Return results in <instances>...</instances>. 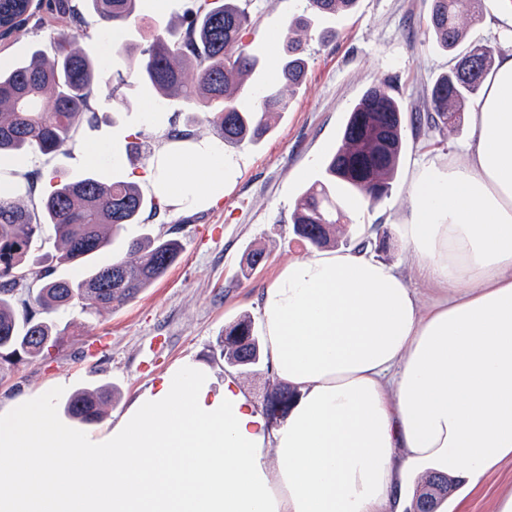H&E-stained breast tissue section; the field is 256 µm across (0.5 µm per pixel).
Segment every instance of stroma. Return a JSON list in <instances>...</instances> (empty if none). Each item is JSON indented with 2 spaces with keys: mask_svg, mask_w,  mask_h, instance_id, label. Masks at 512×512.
<instances>
[{
  "mask_svg": "<svg viewBox=\"0 0 512 512\" xmlns=\"http://www.w3.org/2000/svg\"><path fill=\"white\" fill-rule=\"evenodd\" d=\"M181 0H167L163 9H143L140 17L121 27L102 29L89 21L81 41L108 80L125 78L126 101L98 113L93 125L83 127L76 148L68 153H31L29 173L39 180L26 202L34 203L50 177L73 179L95 172L105 179L136 180L145 196L153 191L144 174L161 146L163 127L147 124L144 113L172 115L176 105L161 106L154 90L130 75L122 43L148 44L155 29L167 25L180 10ZM308 0H252L255 24L242 38L257 59L248 83L259 88L270 83L273 65L282 47L271 35L284 32L289 19L304 13ZM429 0H359L349 14L317 18L314 31L333 30L328 43L310 40L305 83L288 103L271 133L260 143L225 146L238 163L221 202L201 211L146 216L144 224L126 225L99 257L109 263L126 257L128 243L144 228L165 231L177 227L184 249L177 263L133 301L82 319L80 335L65 337L33 360L0 364V408L19 397L51 395L58 421L68 422L66 401L80 389L110 385L118 397L106 406L96 432L111 429L134 398L181 362L208 366L216 378L230 374L255 403L274 382L266 367L242 372L225 363L217 342L225 327L241 317L258 319V298L290 261L311 254V246L293 233L298 197L316 180L338 147L354 104L371 85L390 81L396 94L416 109L424 107V93L447 69L449 55L426 28ZM512 7L505 0H482L479 20L471 26L467 43L491 42L504 48L512 43L506 22ZM58 21L46 8L16 31L0 36V66L29 58L35 50L53 53V30ZM472 135L469 117L451 128L427 130L406 123V149L387 196L350 212V223L339 246L348 248L376 229L374 257L396 265L421 304L434 295L408 260L400 226L408 207L413 175L439 158L451 157ZM111 145L119 159L91 166L86 146ZM262 251L264 260L248 267L246 256ZM512 489V462L491 471L482 488L468 497V512H493L497 498Z\"/></svg>",
  "mask_w": 512,
  "mask_h": 512,
  "instance_id": "1",
  "label": "stroma"
}]
</instances>
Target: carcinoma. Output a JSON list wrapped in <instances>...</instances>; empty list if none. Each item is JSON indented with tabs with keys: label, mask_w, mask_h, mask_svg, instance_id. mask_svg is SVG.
Wrapping results in <instances>:
<instances>
[{
	"label": "carcinoma",
	"mask_w": 512,
	"mask_h": 512,
	"mask_svg": "<svg viewBox=\"0 0 512 512\" xmlns=\"http://www.w3.org/2000/svg\"><path fill=\"white\" fill-rule=\"evenodd\" d=\"M358 0H310L313 15L338 16L351 12ZM430 0L427 24L435 41L454 54L448 71L427 91L429 111L415 113L414 121L429 128L447 127L460 117L466 103L482 90L492 70L498 47L478 43L463 52L465 37L461 15L478 14L482 0ZM143 0H53L50 9L76 30L55 34L56 55L48 60L42 51L30 61L0 70V156L44 155L72 150L83 124H92L96 112L122 97L121 84H104L100 66L77 43L84 36L83 12L104 26L139 18ZM33 0H0V35L18 28L32 15ZM255 23L250 0H190L177 23H170L145 47L127 42L122 52L133 64L132 74L152 87L165 101L176 99L185 111V123L196 114L226 144L256 143L270 131L272 119L288 109L281 88L272 85L253 90L246 78L256 61L242 45L243 34ZM311 18L300 15L288 23L287 41L279 82L292 91L304 83L308 71L307 32ZM407 104L391 92L385 81L370 86L350 111L336 152L326 164L323 180L305 191L295 206L294 234L314 248L335 246V224L345 218L336 201V188L376 201L385 195L406 148L404 112ZM153 214L170 206L155 197L145 198L134 181L102 180L94 175L50 184L39 209L20 200L0 198V360L13 364L33 359L64 336H73L79 323L60 325L37 317L78 309L100 312L135 298L161 279L182 251L174 229L147 231L129 242L135 258L96 264L112 235L127 224L142 223L145 210ZM51 226L57 242L58 264L82 263L86 272L78 279L52 276L53 267L38 266L31 258L43 247V230ZM40 282L36 294L29 283ZM22 307L18 320L16 307ZM221 356L229 364L254 369L262 364L259 336L253 322L243 318L225 329ZM295 397L290 387L274 384L264 397L268 420L282 418ZM112 391L81 390L69 400L66 412L86 425L102 419ZM453 491L446 477L428 481L416 496L415 506L436 493Z\"/></svg>",
	"instance_id": "cac0c4a2"
}]
</instances>
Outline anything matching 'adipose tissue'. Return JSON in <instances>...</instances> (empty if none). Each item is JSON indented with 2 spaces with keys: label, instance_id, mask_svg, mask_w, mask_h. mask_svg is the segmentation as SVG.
Masks as SVG:
<instances>
[{
  "label": "adipose tissue",
  "instance_id": "adipose-tissue-1",
  "mask_svg": "<svg viewBox=\"0 0 512 512\" xmlns=\"http://www.w3.org/2000/svg\"><path fill=\"white\" fill-rule=\"evenodd\" d=\"M234 173L206 136L164 142L148 167L178 213L223 200ZM401 233L438 292L429 307L358 246L296 259L261 289L269 371L298 392L277 426L192 362L103 436L22 398L0 409V512H393L437 473L481 488L512 459V50L470 141L413 177Z\"/></svg>",
  "mask_w": 512,
  "mask_h": 512
}]
</instances>
